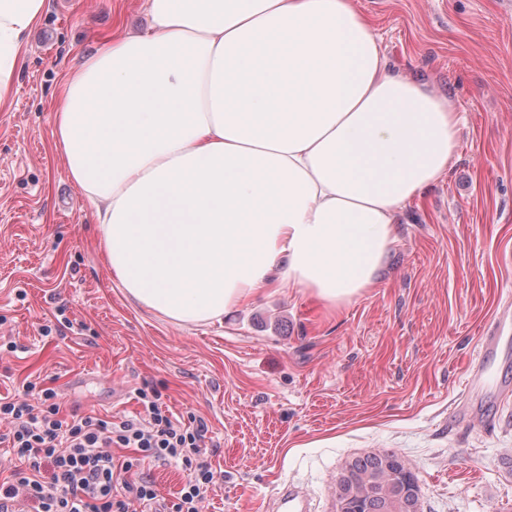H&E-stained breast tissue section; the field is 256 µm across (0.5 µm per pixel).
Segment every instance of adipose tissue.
Here are the masks:
<instances>
[{"label": "adipose tissue", "instance_id": "1", "mask_svg": "<svg viewBox=\"0 0 512 512\" xmlns=\"http://www.w3.org/2000/svg\"><path fill=\"white\" fill-rule=\"evenodd\" d=\"M45 0H0V104ZM66 81L54 147L121 288L175 323L376 283L460 118L394 72L352 0H146Z\"/></svg>", "mask_w": 512, "mask_h": 512}]
</instances>
